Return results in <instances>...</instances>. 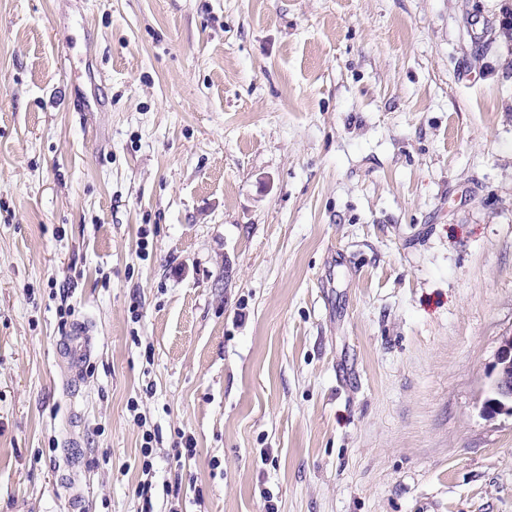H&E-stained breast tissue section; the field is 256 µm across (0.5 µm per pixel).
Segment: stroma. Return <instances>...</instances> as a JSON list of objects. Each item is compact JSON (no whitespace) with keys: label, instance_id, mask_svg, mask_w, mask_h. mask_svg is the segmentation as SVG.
<instances>
[{"label":"stroma","instance_id":"1","mask_svg":"<svg viewBox=\"0 0 512 512\" xmlns=\"http://www.w3.org/2000/svg\"><path fill=\"white\" fill-rule=\"evenodd\" d=\"M507 8L0 0V512H512ZM61 352L71 364L78 376L83 366L89 362L96 351L93 327L86 322L77 323L61 342ZM492 387L500 401H490V408L512 414V336L504 338L497 350L493 366ZM496 412V413H497ZM83 466L82 456L75 450H72L65 474L57 477L58 483L69 492V500L74 506L71 509L73 512L78 511L76 505L79 503L82 496L81 474L83 472Z\"/></svg>","mask_w":512,"mask_h":512}]
</instances>
